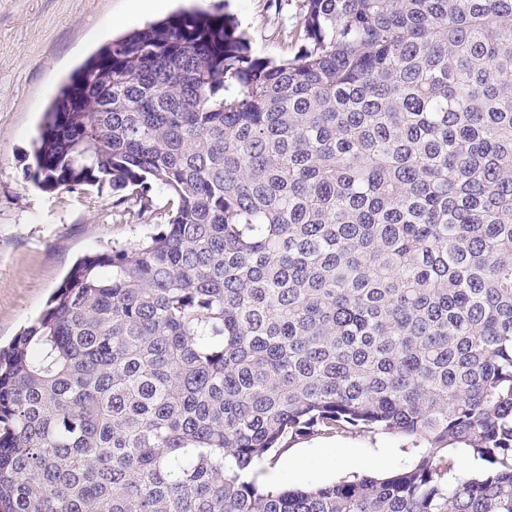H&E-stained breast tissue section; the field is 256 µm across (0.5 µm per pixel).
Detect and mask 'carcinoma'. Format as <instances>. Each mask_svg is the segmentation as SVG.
I'll return each instance as SVG.
<instances>
[{
	"label": "carcinoma",
	"mask_w": 512,
	"mask_h": 512,
	"mask_svg": "<svg viewBox=\"0 0 512 512\" xmlns=\"http://www.w3.org/2000/svg\"><path fill=\"white\" fill-rule=\"evenodd\" d=\"M292 40L182 11L60 87L33 179L168 221L0 348V512H512V0H305ZM358 433L422 452L254 478ZM330 437L313 439L299 445H312L318 442L336 441L334 448L322 446L290 448L279 458L261 468L259 480L268 485L277 486H318L335 482L351 474L386 475L412 463L415 452L411 445L401 437L391 435L373 436L358 433L353 439ZM318 441V442H313ZM297 445V446H299ZM290 453L299 456L297 470L291 469L295 463ZM380 459L383 467L371 470L369 464ZM290 468V469H288ZM277 470L274 481L270 473Z\"/></svg>",
	"instance_id": "carcinoma-1"
}]
</instances>
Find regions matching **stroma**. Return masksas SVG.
Returning a JSON list of instances; mask_svg holds the SVG:
<instances>
[{"mask_svg":"<svg viewBox=\"0 0 512 512\" xmlns=\"http://www.w3.org/2000/svg\"><path fill=\"white\" fill-rule=\"evenodd\" d=\"M196 5L229 12L255 54L291 57L290 33L304 0H0V344L42 312L75 259L157 232L168 198L153 193L150 207L129 197L113 207L110 189L46 191L28 172L42 114L61 83L113 37ZM296 468L287 456L264 465L261 482L318 486L366 474L373 460L382 474L412 463L403 438L360 433L332 448H301Z\"/></svg>","mask_w":512,"mask_h":512,"instance_id":"35a3bbf8","label":"stroma"}]
</instances>
